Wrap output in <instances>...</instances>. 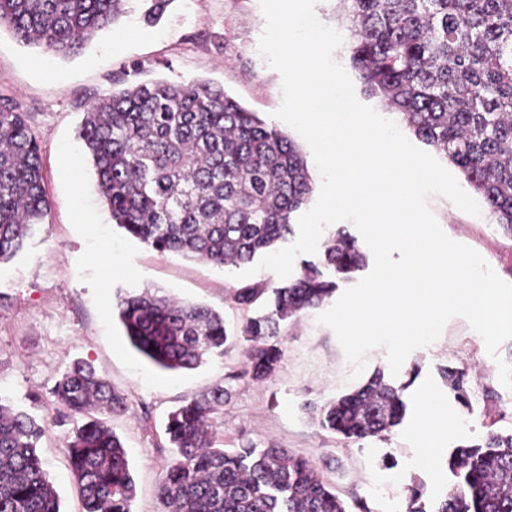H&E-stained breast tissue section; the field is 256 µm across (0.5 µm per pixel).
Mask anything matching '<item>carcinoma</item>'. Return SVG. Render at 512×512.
<instances>
[{"label":"carcinoma","mask_w":512,"mask_h":512,"mask_svg":"<svg viewBox=\"0 0 512 512\" xmlns=\"http://www.w3.org/2000/svg\"><path fill=\"white\" fill-rule=\"evenodd\" d=\"M128 0H0V25L25 44L67 57L112 26ZM157 22L173 0H147ZM351 64L365 90L396 113L417 140L444 154L480 197L496 225L512 234V0H346ZM79 138L113 223L159 253L237 267L269 253L292 233L312 180L300 148L208 82L154 80L100 99ZM50 202L40 146L27 113L0 99V264L23 248ZM328 279L306 264L277 285L233 291L250 309L235 342L255 381L274 376L288 319L317 308L368 266L358 241L340 228L326 244ZM115 310L131 344L169 371L224 355L223 317L212 308L144 287L117 295ZM466 402V373L444 371ZM384 373L324 404L307 405L319 425L345 439L380 436L406 413L403 392ZM52 394L68 419L81 418L66 454L82 512H132L135 483L120 438L100 419L128 409L125 394L79 360ZM231 397L215 386L187 396L169 414L173 456L157 486L158 512H350L310 460L284 448L219 447L214 415ZM47 423L0 397V512H61L38 445ZM457 481L433 512H512V432L455 448ZM419 486L406 512H428Z\"/></svg>","instance_id":"1"}]
</instances>
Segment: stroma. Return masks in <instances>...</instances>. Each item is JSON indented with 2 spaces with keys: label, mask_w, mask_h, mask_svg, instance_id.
Listing matches in <instances>:
<instances>
[{
  "label": "stroma",
  "mask_w": 512,
  "mask_h": 512,
  "mask_svg": "<svg viewBox=\"0 0 512 512\" xmlns=\"http://www.w3.org/2000/svg\"><path fill=\"white\" fill-rule=\"evenodd\" d=\"M317 18L338 30L334 58L350 67L352 21L345 0H317ZM265 26L259 0H174L154 26L142 19L141 0L66 58L19 43L0 27V97L27 112L40 145L50 210L23 250L0 265V395L36 417L49 418L39 455L58 494L61 512H80L78 491L64 450L71 424L55 421L51 394L78 360L125 393L126 413L104 421L125 445L137 495L133 512H157L156 486L171 460L165 435L168 413L182 398L221 384L232 396L216 414L222 448L274 445L314 460L346 503L370 512H406V485L423 487L426 505L453 486L447 459L456 446L489 432H512V391L499 381L498 359L512 339L490 356L482 337L461 317L440 338L410 353L394 385L404 386L402 423L385 436L347 440L320 427L303 409L352 389L350 366L331 328L309 310L281 338L284 358L272 379L244 374L240 345L198 368L163 371L137 353L113 309L117 290L162 288L179 299L220 313L228 333L248 316L231 298L232 268L158 254L113 224L100 199L91 165L78 139L85 113L102 95L131 84L167 79L221 86L265 123L285 129L274 113L282 103V78L258 53ZM428 205L445 234L476 250L512 283V235L488 213L473 216L433 195ZM448 369L467 373V400L459 402L444 379ZM431 394L441 425L432 434L430 464H422L418 437L420 394Z\"/></svg>",
  "instance_id": "1"
}]
</instances>
